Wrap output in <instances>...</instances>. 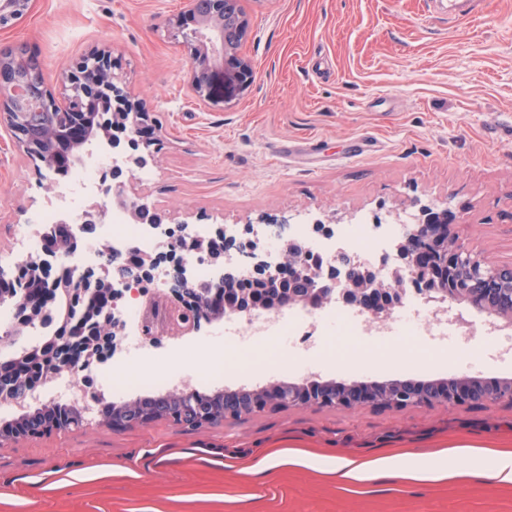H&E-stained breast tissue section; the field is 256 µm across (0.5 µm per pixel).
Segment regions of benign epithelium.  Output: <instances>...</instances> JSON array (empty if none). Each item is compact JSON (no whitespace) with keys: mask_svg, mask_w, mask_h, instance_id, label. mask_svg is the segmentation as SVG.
Wrapping results in <instances>:
<instances>
[{"mask_svg":"<svg viewBox=\"0 0 512 512\" xmlns=\"http://www.w3.org/2000/svg\"><path fill=\"white\" fill-rule=\"evenodd\" d=\"M198 0H188L187 14L195 17L205 30L198 40L188 45L193 73L192 86L197 96L210 90V71L213 66H224L226 78L243 87L252 81L250 63L238 51L224 45V4L237 0H214L215 9L202 13ZM31 0H0V28L25 16ZM70 101L83 103L103 93L112 98V112L102 121L113 128L129 132L126 143L106 140L108 151L119 154L124 167L112 168V196L109 202L129 211L133 221L146 223L159 230L164 228L165 213L137 202L131 195L130 181H119L122 171L132 172L141 166L137 126L147 120L142 103L135 100L112 68L111 52L100 49L79 62L68 80ZM43 81L42 66L36 55L26 49L0 51V119L14 130L19 142H24L23 128L32 112L52 102ZM74 156L82 163L97 153L102 145L81 130L71 131ZM419 223L397 237L394 254H382L377 261L362 257L342 245L329 259L317 260L310 242L294 234L280 239L281 262L272 265L265 261L255 241L245 244L237 239L235 231L222 225L206 238L169 236L163 246L166 251L138 252L100 249L102 260L91 269H80L68 274L71 298L84 299L90 292H98L99 305L105 311L93 318L85 336L69 326L54 336L53 360L47 371L23 374L18 360L9 356L0 359V403H7L21 412L18 423L23 437L37 438L45 429L28 408V396L35 389L33 381L47 380L68 371L72 374L91 364L104 363L126 347L125 322L121 306L129 298L140 295L141 284L148 280L162 264L165 269L166 295L179 303L211 311L212 318H220L224 311L248 316L267 293H279L277 305L292 308L301 303L326 307L342 304L368 315L377 325L386 324L395 309L403 306L409 294H415L438 304L464 302L480 312L493 316L512 326V263L496 264L469 251L458 236L450 231L448 210L420 207ZM105 209L94 205L85 211L79 221L66 220L55 226L42 224L36 232L44 241L42 254L16 262L10 270L0 266V304L12 307L14 319L0 328V343L5 345L21 336L29 328L39 325L46 314L50 292L58 291L59 278L65 273L62 261L84 249L94 240L97 225L102 223ZM181 248L205 257L217 275L210 280L195 278L187 260L175 255ZM459 276L458 287L447 288L448 276ZM390 384L402 394L410 392L411 403L430 404L433 400L468 403L473 406L506 403L512 405V380L505 379L493 385L469 377L456 376L438 382L421 393L409 384L392 380ZM337 388L330 401L341 408L356 409L370 403L372 395L359 393L356 385L332 383ZM194 390L183 384L164 395L168 405L179 408L176 424L200 428L211 424L200 405L194 401ZM281 396L280 383L239 391L225 400L224 416H247L268 403L271 397ZM120 423L133 428L147 423L143 408L137 404L122 407Z\"/></svg>","mask_w":512,"mask_h":512,"instance_id":"1","label":"benign epithelium"}]
</instances>
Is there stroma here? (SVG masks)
<instances>
[{
  "label": "stroma",
  "mask_w": 512,
  "mask_h": 512,
  "mask_svg": "<svg viewBox=\"0 0 512 512\" xmlns=\"http://www.w3.org/2000/svg\"><path fill=\"white\" fill-rule=\"evenodd\" d=\"M448 0H240L244 88L212 72L192 89L186 0H33L0 29L25 45L67 108L64 76L98 49L139 99L157 145L138 203L169 227L288 218L396 224L420 206L446 208L470 251L512 262V0H482L463 22ZM51 171L0 121V263L19 260L18 229L42 210ZM202 393L269 381L512 379V356L463 359L422 336L370 345L343 333L296 354L284 347L243 370L186 362ZM123 383L102 405L159 395ZM90 407L86 427L0 445V512H512V485L480 475L405 481L394 472L350 487L317 467L411 454L446 461L457 446H512V406L436 403L404 409L263 410L202 429L166 420L123 430ZM291 456L312 466L288 464Z\"/></svg>",
  "instance_id": "obj_1"
}]
</instances>
